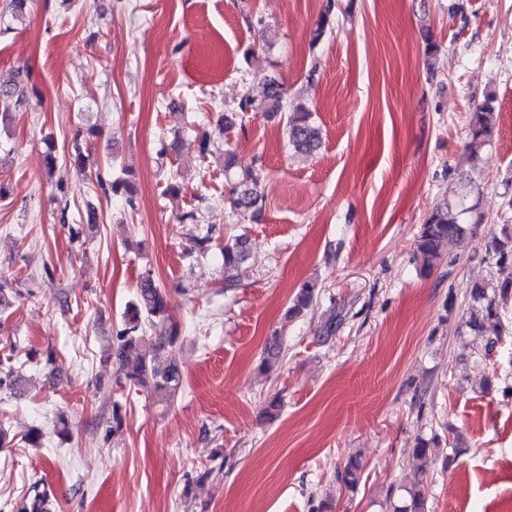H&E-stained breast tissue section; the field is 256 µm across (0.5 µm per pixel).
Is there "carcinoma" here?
I'll list each match as a JSON object with an SVG mask.
<instances>
[{
	"label": "carcinoma",
	"mask_w": 512,
	"mask_h": 512,
	"mask_svg": "<svg viewBox=\"0 0 512 512\" xmlns=\"http://www.w3.org/2000/svg\"><path fill=\"white\" fill-rule=\"evenodd\" d=\"M26 104V87L19 84L9 88L0 86V107L3 111L19 110ZM249 111L286 113L288 145L298 153H311L320 145L321 130L311 120V112L301 104L288 103L284 85L274 77L265 79V93L260 101L246 98L240 103L239 112L224 115V127L233 126L238 113ZM498 118L499 112L491 98L471 113L468 141L465 145L471 156H477L489 144L496 131ZM233 178L232 208L261 213L264 197L258 190L260 174L257 169L252 166L242 167L233 174ZM467 197L468 193L465 192L452 201L438 204L420 228L416 249L424 259L425 269H433L442 260L446 249L466 232L468 215L474 211V206L467 204ZM212 240L213 227L199 226L190 253L200 256L207 254ZM491 248L499 254L497 274L473 283L471 299L477 306L471 308L466 325L474 331L490 328L499 334L506 327L500 305L507 303L512 296V265H506L507 251H512V224L502 225L501 236L492 238ZM249 252V243L244 237L224 244V289L231 290L238 286V272L248 259ZM316 288L317 284L314 282L303 283L289 314L300 315L313 302ZM489 289L493 290L491 297L487 295ZM167 306V293L156 283L152 273L146 272L139 282L136 301L129 303L123 313L124 327L116 336L115 356L120 359L127 350L138 349L144 345L149 347L150 352L140 355L132 370L124 373V379L144 386L155 395L168 400L180 388L182 373L177 359L180 329L163 317ZM162 351L167 353L168 361L163 369L155 364V355ZM360 476V464L351 462L340 474V480L346 486L354 488L358 485ZM406 493V502L395 507L394 512H426L423 488L415 486L406 490Z\"/></svg>",
	"instance_id": "cac0c4a2"
}]
</instances>
